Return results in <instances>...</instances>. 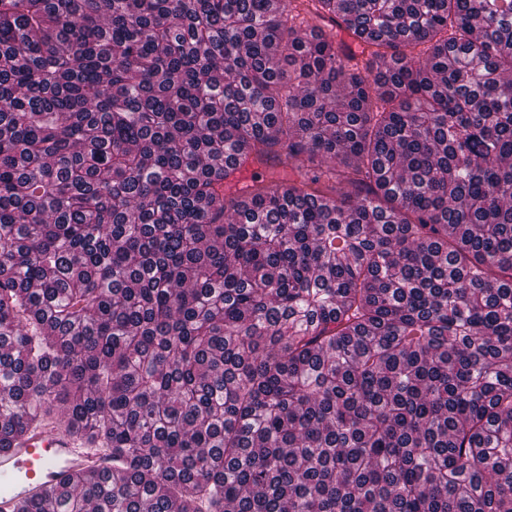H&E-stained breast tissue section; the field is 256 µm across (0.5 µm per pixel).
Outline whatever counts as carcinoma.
<instances>
[{
  "label": "carcinoma",
  "instance_id": "carcinoma-1",
  "mask_svg": "<svg viewBox=\"0 0 512 512\" xmlns=\"http://www.w3.org/2000/svg\"><path fill=\"white\" fill-rule=\"evenodd\" d=\"M62 405L118 479L15 512H512V0H0V449Z\"/></svg>",
  "mask_w": 512,
  "mask_h": 512
}]
</instances>
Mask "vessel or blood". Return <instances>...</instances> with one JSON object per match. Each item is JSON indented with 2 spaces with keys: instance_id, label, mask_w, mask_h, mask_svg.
<instances>
[{
  "instance_id": "vessel-or-blood-1",
  "label": "vessel or blood",
  "mask_w": 512,
  "mask_h": 512,
  "mask_svg": "<svg viewBox=\"0 0 512 512\" xmlns=\"http://www.w3.org/2000/svg\"><path fill=\"white\" fill-rule=\"evenodd\" d=\"M95 460L59 428H31L0 452V512H11L21 499L35 498L64 472L94 465Z\"/></svg>"
}]
</instances>
